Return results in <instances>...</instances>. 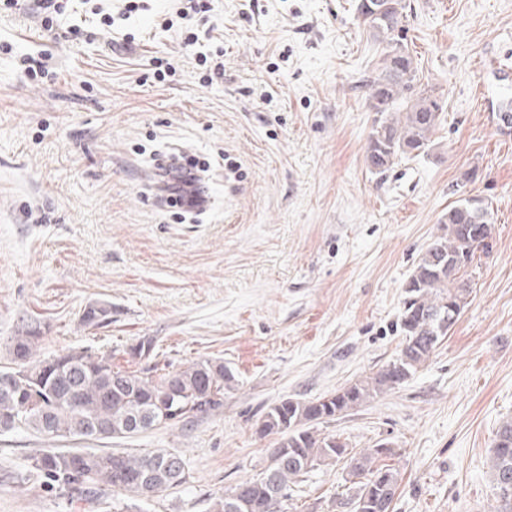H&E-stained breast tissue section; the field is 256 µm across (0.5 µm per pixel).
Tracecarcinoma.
Returning a JSON list of instances; mask_svg holds the SVG:
<instances>
[{
    "instance_id": "cac0c4a2",
    "label": "carcinoma",
    "mask_w": 512,
    "mask_h": 512,
    "mask_svg": "<svg viewBox=\"0 0 512 512\" xmlns=\"http://www.w3.org/2000/svg\"><path fill=\"white\" fill-rule=\"evenodd\" d=\"M405 0H357L356 12L374 40L383 45L376 74L368 79V107L376 114L366 151L369 169L386 171L396 158L424 153L438 125L441 104L433 90L418 85L417 66L404 43ZM480 230L474 240L471 228ZM405 285L400 330L405 343L395 360L342 390L312 401L284 399L258 425L263 434L282 435L271 450L262 476L246 480L218 497L213 512H281L290 484L315 467L343 461L355 484L354 512H392L397 473L380 463L394 455L388 442L359 452L333 436H319L313 425L358 407L407 381L445 340L471 293L466 278L476 252L489 251L492 216L481 199L456 201ZM112 306L91 305L81 322L98 325ZM40 326L27 323L11 337L13 368L0 372V419L27 425L54 437L102 439L96 426L120 427L139 416L140 433L156 426L169 407L180 409L173 423L184 422L223 405L224 389L235 376L222 364L198 362L157 377L115 370L108 358L87 350L38 358ZM32 468L72 495L96 500L107 489L148 499L164 488L186 482L182 455L156 450L143 455L45 448ZM491 474L498 507L512 512V419L501 423L491 449Z\"/></svg>"
}]
</instances>
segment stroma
I'll return each instance as SVG.
<instances>
[{
    "mask_svg": "<svg viewBox=\"0 0 512 512\" xmlns=\"http://www.w3.org/2000/svg\"><path fill=\"white\" fill-rule=\"evenodd\" d=\"M97 2L112 26L68 0L62 39L31 0L0 11L12 46L0 51V370L34 322L46 357L88 350L154 375L208 360L236 386L216 411L131 438L0 433V512H211L267 467L278 438L257 427L270 407L396 357L405 284L458 197L488 202L494 223L460 318L412 378L316 430L357 451L392 443L393 512H494L490 450L512 418V131L498 117L512 77L497 71L512 57V0H406L408 48L443 110L428 153L382 175L366 163L364 86L381 48L355 0H209L186 14L180 0L132 13ZM25 53L46 55L54 79L25 77ZM167 147L206 164L202 213L153 193ZM471 168L477 179L450 194ZM97 303L110 320L81 325ZM146 338L153 356H134ZM89 446L176 452L189 477L146 501H85L31 467L42 449ZM353 493L343 463L321 465L283 512H351Z\"/></svg>",
    "mask_w": 512,
    "mask_h": 512,
    "instance_id": "obj_1",
    "label": "stroma"
}]
</instances>
